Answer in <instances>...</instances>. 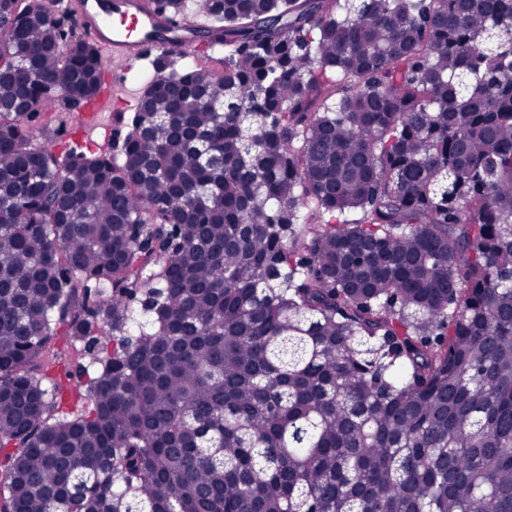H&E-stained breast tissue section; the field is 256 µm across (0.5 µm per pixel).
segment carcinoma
I'll list each match as a JSON object with an SVG mask.
<instances>
[{
    "instance_id": "1",
    "label": "carcinoma",
    "mask_w": 512,
    "mask_h": 512,
    "mask_svg": "<svg viewBox=\"0 0 512 512\" xmlns=\"http://www.w3.org/2000/svg\"><path fill=\"white\" fill-rule=\"evenodd\" d=\"M56 2L0 0V512H512V0H150L222 68L112 154L35 124L101 88Z\"/></svg>"
}]
</instances>
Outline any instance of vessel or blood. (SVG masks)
<instances>
[{
    "mask_svg": "<svg viewBox=\"0 0 512 512\" xmlns=\"http://www.w3.org/2000/svg\"><path fill=\"white\" fill-rule=\"evenodd\" d=\"M68 9L87 40L116 50L127 59L144 58L157 50L177 52L185 47L177 28L167 32L165 40L149 39L158 20L149 15L146 0H70Z\"/></svg>",
    "mask_w": 512,
    "mask_h": 512,
    "instance_id": "1",
    "label": "vessel or blood"
}]
</instances>
